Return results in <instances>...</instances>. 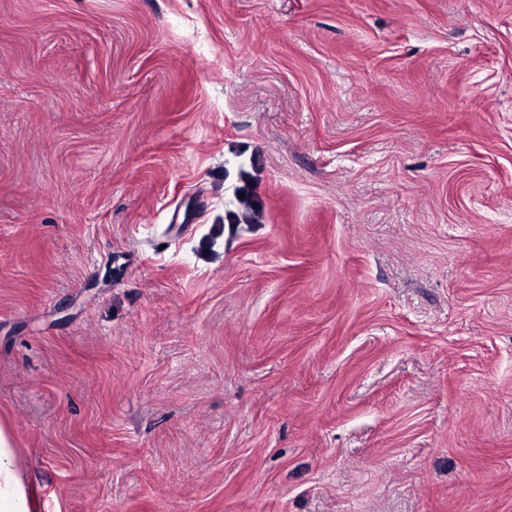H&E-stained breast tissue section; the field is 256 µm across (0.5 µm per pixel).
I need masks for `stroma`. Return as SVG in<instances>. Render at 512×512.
Instances as JSON below:
<instances>
[{
    "label": "stroma",
    "instance_id": "obj_1",
    "mask_svg": "<svg viewBox=\"0 0 512 512\" xmlns=\"http://www.w3.org/2000/svg\"><path fill=\"white\" fill-rule=\"evenodd\" d=\"M0 426L37 512H512V0H0Z\"/></svg>",
    "mask_w": 512,
    "mask_h": 512
}]
</instances>
